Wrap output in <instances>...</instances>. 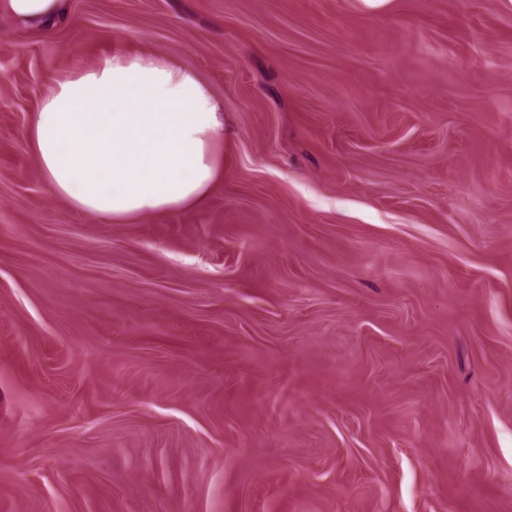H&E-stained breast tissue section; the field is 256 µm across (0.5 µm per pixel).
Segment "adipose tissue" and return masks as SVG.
I'll return each instance as SVG.
<instances>
[{
	"label": "adipose tissue",
	"instance_id": "1",
	"mask_svg": "<svg viewBox=\"0 0 512 512\" xmlns=\"http://www.w3.org/2000/svg\"><path fill=\"white\" fill-rule=\"evenodd\" d=\"M34 24L62 0H0ZM38 169L73 207L124 224L201 203L224 176V113L209 88L170 58L119 48L55 81L28 130Z\"/></svg>",
	"mask_w": 512,
	"mask_h": 512
}]
</instances>
